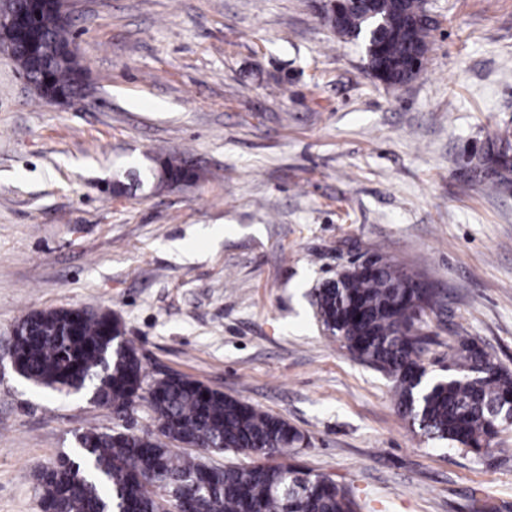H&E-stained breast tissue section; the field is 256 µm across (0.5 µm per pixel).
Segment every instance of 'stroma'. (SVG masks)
Returning a JSON list of instances; mask_svg holds the SVG:
<instances>
[{
    "mask_svg": "<svg viewBox=\"0 0 512 512\" xmlns=\"http://www.w3.org/2000/svg\"><path fill=\"white\" fill-rule=\"evenodd\" d=\"M70 2L84 102L37 98L0 55V345L34 310H108L148 377L284 418L307 440L288 463L358 512H512V428L481 457L422 436L314 297L380 254L446 293L430 374L461 336L512 369V187L460 186L465 150L512 130V0H427L428 59L398 87L320 0ZM162 151L203 178L109 193ZM116 424L0 366V512H41L37 474Z\"/></svg>",
    "mask_w": 512,
    "mask_h": 512,
    "instance_id": "obj_1",
    "label": "stroma"
}]
</instances>
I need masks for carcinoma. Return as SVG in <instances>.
Masks as SVG:
<instances>
[{
	"instance_id": "obj_1",
	"label": "carcinoma",
	"mask_w": 512,
	"mask_h": 512,
	"mask_svg": "<svg viewBox=\"0 0 512 512\" xmlns=\"http://www.w3.org/2000/svg\"><path fill=\"white\" fill-rule=\"evenodd\" d=\"M417 0H350L336 34L359 40L368 71L391 86L422 70L431 26L408 25ZM37 57L20 43L13 61L31 77L42 100L75 95L86 81L70 25L51 10L32 21ZM507 134L486 138L468 156L469 175L491 190L512 182V163L500 160ZM150 171L157 189L197 182L201 167L180 154H160ZM374 268L351 266L318 289L316 307L325 330L351 357L393 383L401 416L426 438L475 456L490 450L512 418V371L496 364L470 338L448 352V376L426 380L422 358L427 336L420 315H435L443 297L420 277L381 256ZM11 355L29 381L66 392L91 390L94 403L126 417L139 399L150 404L155 430H87L77 457H61L38 476L42 512H159L175 494L177 512H358L352 493L328 476L288 463L208 468L197 457L171 453L186 443L201 451L241 448L257 457L288 453L303 436L288 422L186 376L147 379L122 323L84 308L33 311L12 330Z\"/></svg>"
}]
</instances>
